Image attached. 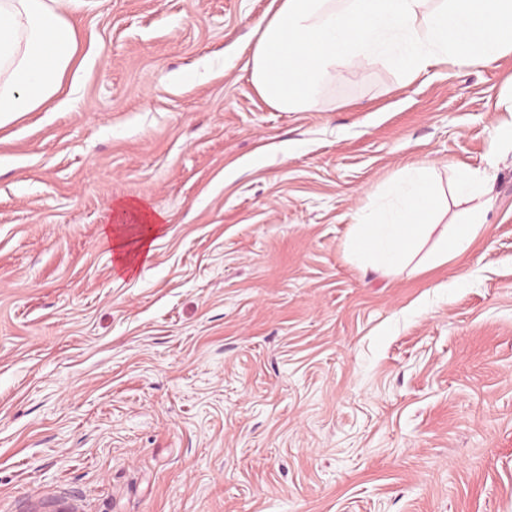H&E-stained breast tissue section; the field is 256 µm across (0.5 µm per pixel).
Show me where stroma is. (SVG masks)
Instances as JSON below:
<instances>
[{
  "instance_id": "1",
  "label": "stroma",
  "mask_w": 512,
  "mask_h": 512,
  "mask_svg": "<svg viewBox=\"0 0 512 512\" xmlns=\"http://www.w3.org/2000/svg\"><path fill=\"white\" fill-rule=\"evenodd\" d=\"M271 0H91L74 106L0 122V512H512V55L250 81ZM426 157L489 233L350 251ZM165 216L128 271L121 202ZM454 196L461 202L473 203L469 207L471 219L463 224H453L448 234L447 226L441 235V246L435 257L436 263L448 261V255H459L466 252L480 231H487L484 223L488 210L486 181L475 172L464 170L460 172L452 188Z\"/></svg>"
}]
</instances>
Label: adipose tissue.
Returning <instances> with one entry per match:
<instances>
[{
	"instance_id": "ef3b65f1",
	"label": "adipose tissue",
	"mask_w": 512,
	"mask_h": 512,
	"mask_svg": "<svg viewBox=\"0 0 512 512\" xmlns=\"http://www.w3.org/2000/svg\"><path fill=\"white\" fill-rule=\"evenodd\" d=\"M90 0H0V118L37 112L56 100L77 52L74 13ZM247 68L261 96L281 112H306L336 62L383 59L417 75L448 62L488 64L512 53V0H272L254 25ZM433 161L400 169L393 201L366 204L355 215L350 250L362 264L405 263L436 227L439 194ZM454 196L471 218L442 234L436 262L466 252L485 230L484 179L460 172Z\"/></svg>"
}]
</instances>
